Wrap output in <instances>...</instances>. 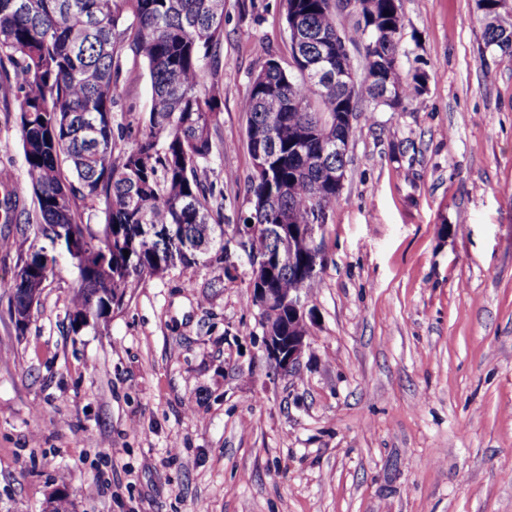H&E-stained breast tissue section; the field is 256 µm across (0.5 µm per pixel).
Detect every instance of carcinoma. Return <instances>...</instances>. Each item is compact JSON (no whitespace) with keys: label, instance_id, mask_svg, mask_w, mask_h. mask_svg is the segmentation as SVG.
Instances as JSON below:
<instances>
[{"label":"carcinoma","instance_id":"carcinoma-1","mask_svg":"<svg viewBox=\"0 0 512 512\" xmlns=\"http://www.w3.org/2000/svg\"><path fill=\"white\" fill-rule=\"evenodd\" d=\"M333 0H285L305 33L304 62L319 69L322 52L343 54L363 43L366 29L383 31V42L400 52L401 0H353L359 20L346 35ZM488 47L512 56V19L496 0H478ZM133 35L150 79L152 107L144 131L114 157L112 109L116 104L115 57ZM224 34V0H0V72L17 92V123L25 172L34 196L36 231L53 248L21 259L9 284L12 311L39 300L62 250L77 272L68 307L71 325L104 319L124 304L134 281L224 263V236L250 228L247 256L277 253L279 243L301 235L313 207L329 213L342 189L324 170L342 164L324 146L343 131L337 124L362 100H375L377 84L355 95L320 87L287 70L273 57L254 75L241 102L252 158L247 179L249 215L226 229L224 189L201 175L213 160L212 130L218 99L203 90L207 68ZM404 82L400 68H382L381 81L401 107L422 89ZM304 109L288 108V97ZM96 212L85 224L79 209ZM314 243L300 240L294 265L276 263L258 272L263 288L304 293L317 285L304 267ZM129 251L124 256L123 251ZM47 512H73L57 492Z\"/></svg>","mask_w":512,"mask_h":512}]
</instances>
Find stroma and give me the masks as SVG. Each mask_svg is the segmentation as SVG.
Segmentation results:
<instances>
[{"label": "stroma", "mask_w": 512, "mask_h": 512, "mask_svg": "<svg viewBox=\"0 0 512 512\" xmlns=\"http://www.w3.org/2000/svg\"><path fill=\"white\" fill-rule=\"evenodd\" d=\"M284 12L224 0L207 178L231 225L249 209L241 101L269 57L291 64ZM402 17L399 64L424 89L361 105L297 375L264 356L235 249L135 282L77 331L61 260L17 331L6 283L45 241L0 221V512L63 488L75 512H512V57L485 46L477 0H402ZM115 64L113 120L133 128L148 72L128 41ZM0 170V206L33 210L1 109Z\"/></svg>", "instance_id": "stroma-1"}]
</instances>
